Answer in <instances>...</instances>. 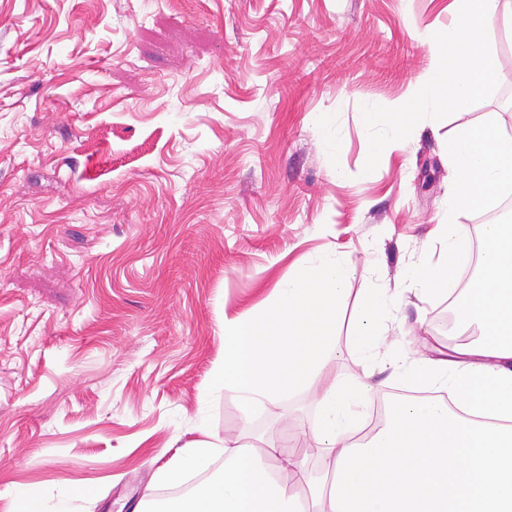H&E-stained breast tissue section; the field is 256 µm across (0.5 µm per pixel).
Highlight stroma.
Segmentation results:
<instances>
[{
    "instance_id": "stroma-1",
    "label": "stroma",
    "mask_w": 512,
    "mask_h": 512,
    "mask_svg": "<svg viewBox=\"0 0 512 512\" xmlns=\"http://www.w3.org/2000/svg\"><path fill=\"white\" fill-rule=\"evenodd\" d=\"M452 0H0V512H136L174 435L282 442L306 391L245 413L210 391L225 315L335 249L352 275L329 370L387 397L391 356L444 328L448 299L398 297L386 361L348 336L369 288H400L448 195L445 146L499 113L512 134V26L501 78L466 111L363 168L365 104L408 98ZM338 139L334 153L324 149Z\"/></svg>"
}]
</instances>
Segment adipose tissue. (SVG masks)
I'll use <instances>...</instances> for the list:
<instances>
[{
	"instance_id": "ef3b65f1",
	"label": "adipose tissue",
	"mask_w": 512,
	"mask_h": 512,
	"mask_svg": "<svg viewBox=\"0 0 512 512\" xmlns=\"http://www.w3.org/2000/svg\"><path fill=\"white\" fill-rule=\"evenodd\" d=\"M447 155L448 221L438 230L446 260L417 263L405 273L411 292L424 298L446 291L453 279L448 263L464 253L458 217L512 194V134L497 113L461 125ZM482 234L479 272L459 308L461 322L478 325L479 341L449 355L398 358L389 375L391 385L432 392L393 406L403 431L420 433L416 447H398L387 425L356 439L368 425L373 390L361 378L326 368L325 353L336 339L334 310L351 274L344 254L329 251L280 282L271 305L225 319L224 355L211 381L216 390L234 388L249 412L287 391L282 363L298 362L307 368L316 424L262 454L237 439L214 441L199 426L197 439L181 445L159 479L182 484L219 455L224 468L177 500L172 512H512V226L487 224ZM393 303L387 288L364 294L350 338L361 360H381L380 328ZM314 462L328 468L324 486L313 484L308 466ZM383 462L390 482L367 485Z\"/></svg>"
}]
</instances>
